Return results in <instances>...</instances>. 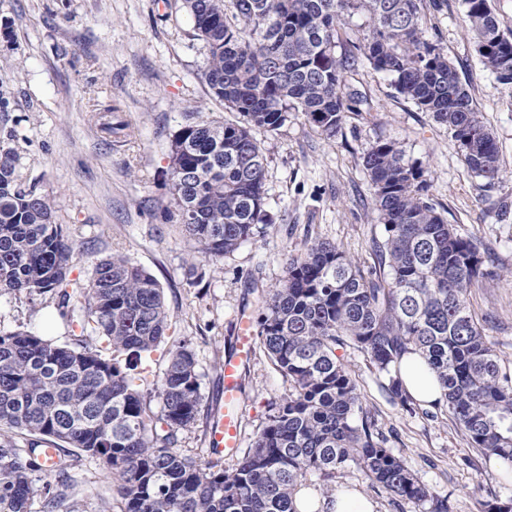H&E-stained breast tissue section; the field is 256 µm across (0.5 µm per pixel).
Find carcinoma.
<instances>
[{
	"mask_svg": "<svg viewBox=\"0 0 512 512\" xmlns=\"http://www.w3.org/2000/svg\"><path fill=\"white\" fill-rule=\"evenodd\" d=\"M422 0H182L203 42L202 77L247 124H190L176 135L170 181L181 230L208 259H221L267 222L266 167L252 134L279 130L300 112L327 136L360 103L345 91L361 63L394 77L397 92L448 126L464 163L491 185L499 148L438 43L426 37ZM364 12L369 34L356 51L336 54L337 22ZM465 18L484 67L512 89V37L489 0H465ZM18 157L0 139V292L59 295L68 316L76 242L53 222L50 200L18 183ZM386 237L375 243L369 274L335 244L312 240L286 260L282 288L257 317L256 340L288 381L262 430L232 468L203 464L175 448L196 424L201 402L195 352L183 341L144 394L132 370L164 341L169 315L158 281L127 257L100 261L83 298L74 342L0 332V512H72L71 455L55 470L42 449L75 448L117 477L121 512H307L301 488L334 502L336 480L352 469L396 501L450 512L448 498L424 484L375 432L356 380L337 355L353 346L386 378L390 401L415 412L403 360L419 355L435 375L432 401L455 417L485 459L512 463V368L487 342L467 291L484 259L459 236L429 195L423 170L391 141L364 157ZM157 402L159 409L152 407ZM22 441H17V437Z\"/></svg>",
	"mask_w": 512,
	"mask_h": 512,
	"instance_id": "1",
	"label": "carcinoma"
}]
</instances>
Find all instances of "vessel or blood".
<instances>
[{
	"label": "vessel or blood",
	"instance_id": "vessel-or-blood-1",
	"mask_svg": "<svg viewBox=\"0 0 512 512\" xmlns=\"http://www.w3.org/2000/svg\"><path fill=\"white\" fill-rule=\"evenodd\" d=\"M253 353L251 322L243 318L234 346L224 356V403L215 409L209 431L210 447L228 456L235 455L241 446L240 385L242 372Z\"/></svg>",
	"mask_w": 512,
	"mask_h": 512
}]
</instances>
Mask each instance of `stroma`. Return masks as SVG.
Returning <instances> with one entry per match:
<instances>
[{
  "mask_svg": "<svg viewBox=\"0 0 512 512\" xmlns=\"http://www.w3.org/2000/svg\"><path fill=\"white\" fill-rule=\"evenodd\" d=\"M424 6L449 61L483 115L500 150L494 185L474 177L448 127L397 93L390 75L367 65L347 78L367 109L347 113L329 138L298 112L277 132L255 130L265 159L268 224L262 234L217 260L199 257L178 228L169 175L171 143L192 123H243L205 83L206 50L194 36L181 0H0V84L12 93L0 132H13L18 179L54 203V220L73 232L78 255L69 277L85 283L94 266L127 256L160 284L170 330L144 355L136 374L142 390L161 378L173 343L191 340L197 358L199 421L180 432V452L210 460L207 423L224 401V354L241 314L258 316L263 300L281 288L285 259L306 241L333 242L361 269L376 264L383 240L363 158L390 140L420 166L433 200L456 232L481 243L484 275L468 299L484 333L512 363V90L499 85L476 51L463 0ZM25 329L59 344L80 329L60 316L53 293H0V330ZM340 354L363 403L388 445L451 512H484L492 499L512 500V469L486 462L448 411L408 413L389 402L368 357L347 346ZM288 383L262 349L242 375V443L250 445ZM72 494L77 512H120L115 480L79 458ZM363 494L374 512H425L395 505L356 470L337 480Z\"/></svg>",
  "mask_w": 512,
  "mask_h": 512,
  "instance_id": "obj_1",
  "label": "stroma"
}]
</instances>
